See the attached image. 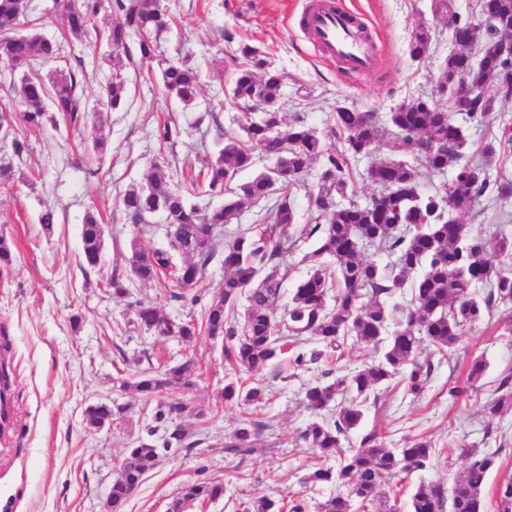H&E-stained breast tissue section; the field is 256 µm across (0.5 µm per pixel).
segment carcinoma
<instances>
[{"label": "carcinoma", "mask_w": 512, "mask_h": 512, "mask_svg": "<svg viewBox=\"0 0 512 512\" xmlns=\"http://www.w3.org/2000/svg\"><path fill=\"white\" fill-rule=\"evenodd\" d=\"M493 23L487 27L466 23L471 45H482L481 33L488 40L512 39V0H488ZM63 20L71 35L81 40L104 41L110 49L105 63L112 69V80L105 88L103 104L119 110L126 102L125 80L121 77L123 59H131L128 41L138 32L140 58L154 62L165 91L184 106L196 104L200 94L198 72L185 63L157 54L159 36L170 26V19L159 0H62ZM103 10L115 11L116 19L102 25L95 19ZM30 0H0V51L5 56L4 71L17 98L13 111L0 108V125L15 121L24 126L57 125V118L77 128L87 119L81 96V82L70 62L42 77L37 64L60 61L61 43L40 30L31 18ZM431 45L429 30L416 27L409 43L413 59L427 56ZM241 55L250 63L237 69L231 96L243 103L273 101L283 84V75L270 68L258 50L244 45ZM461 75L476 89L499 88L488 94L480 111L466 118L482 122L493 112L498 99L512 98V59L484 53L475 59L471 49L448 55L438 81ZM335 125L330 134L343 140L336 149L315 129L299 119L286 120L279 112H263L247 117L241 126L245 137L225 134L216 141L202 180L191 179L172 185L165 170L151 167L144 182L133 185L122 196V206L134 226L146 225L144 217L161 214L172 250L156 248L144 252L137 240L130 243L131 275L143 282L173 284L170 297L175 301L189 296L208 265L221 259L224 285L219 300L205 309L201 321L176 320L160 309L138 303L136 323L146 333L176 337L191 342L204 333L224 341V359L234 369L257 372L275 360L283 359L288 344L316 340L321 348L298 352L294 368L315 364L327 354L334 363L344 360V349L352 339L367 347L382 348L380 356L357 370H348L331 382L318 381L304 390L307 406L314 411H331L329 419L314 421L302 434L306 447L320 457L339 456L336 468L319 467L304 477L310 486L335 483L355 488L358 498L338 491L317 506L318 512H353L355 500L384 499L385 479L401 473L422 471L434 460L430 442L415 439L403 448H388L381 433L372 430L361 437L360 447L342 450L341 440L361 425L368 396L379 387L399 378L407 393L418 396L432 372V361L419 360L422 343L441 354L456 344L466 326L484 324L497 333L512 335V240L497 241L489 253L486 239L460 223V218L484 198L507 201L512 198V177L499 174L490 178L488 166L463 160L462 153L449 150L463 145L465 129L448 120V107L415 98L400 104L387 116L396 148H412L411 160L381 159L363 172L352 160L370 155L382 135L379 120L372 114L348 106L336 107ZM259 146L278 158L277 165L262 169L249 181L233 184L236 176L254 169L259 159L253 147ZM512 151V126L483 148L490 162L499 152ZM320 160L323 170L317 190L309 193L312 207L324 223L297 228V217L288 190L298 185L310 165ZM431 176H448L433 192L420 188L421 171ZM360 178L379 189L365 204L350 200L353 180ZM202 195L220 197V206L207 209L197 203ZM247 202L267 204L262 221L271 232L256 234L236 231L233 239L218 249L216 237L231 224ZM315 239L316 248L305 256L309 262L305 277L292 291L283 315L277 316L282 283L288 277V239L294 231ZM83 259L98 269L104 253L101 218L85 215L81 228ZM368 247L383 249L396 257L388 271L363 258ZM418 274L411 281L409 276ZM411 285V305L400 311L394 330L385 303L396 290ZM245 298L243 318H238L240 298ZM200 377L195 360L174 365L150 367L130 374L124 387L158 398L148 437L128 449L120 465V475L109 493L111 512H123L127 499L144 476L169 452L191 451L206 438L191 439L175 424L186 407L175 398H163L175 390L196 385ZM228 405H249L264 399V387L245 386L235 378L224 383ZM343 400H338V397ZM512 409V389L503 379L494 390L488 410L496 415ZM127 407L112 401L86 407L85 427L98 430ZM264 425L244 416L231 436L225 439L224 453L244 459L263 450L259 435ZM499 451L471 450L464 472L445 491L440 483L421 482L413 489L410 512H482V489ZM224 496V483L218 480L187 485L168 512H183L188 504L214 501Z\"/></svg>", "instance_id": "cac0c4a2"}]
</instances>
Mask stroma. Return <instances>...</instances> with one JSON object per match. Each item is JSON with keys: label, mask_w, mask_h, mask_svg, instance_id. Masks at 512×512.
Instances as JSON below:
<instances>
[{"label": "stroma", "mask_w": 512, "mask_h": 512, "mask_svg": "<svg viewBox=\"0 0 512 512\" xmlns=\"http://www.w3.org/2000/svg\"><path fill=\"white\" fill-rule=\"evenodd\" d=\"M307 0H160L171 29L160 42L167 56L186 62L201 76L193 107H182L151 74L140 57L127 61L126 104L107 110L101 95L109 74L97 66L106 45L63 37L55 0H35L42 30L63 39L68 58L84 61L88 118L72 130L20 127L28 152L15 159L10 139L0 140V162H16L27 182L0 183V237L11 246L13 261L0 271V363L9 373V417L0 428V489L13 496L10 512H109L107 496L126 454L154 424L156 402L122 389L131 368L146 369L150 360L178 362L192 357L202 377L176 391L186 411L181 423L189 434H205L203 452H180L148 472L125 504V512H167L185 485L207 480L224 483L222 498L185 512H246L253 501L304 499L308 512L335 493L332 485L303 482L312 469L336 467L337 459H319L301 434L316 415L303 400L305 384L320 379L328 363L291 369L287 361L269 364L255 377L266 388L261 406L245 409L224 403L221 392L233 371L224 361L222 341L200 335L183 343L145 333L134 326L136 301L156 305L174 318L200 316L216 301L224 268L213 261L195 292L199 303L169 298L157 283L134 282L125 297L107 292L103 278L112 271L128 274L131 240L145 250L166 245L164 227L146 231L129 224L121 197L143 181L152 163L164 166L171 181L201 177L214 143L224 132H239L252 112H284L327 132L337 106L345 105L386 118L391 108L412 98L435 97L441 67L449 53L448 27L434 14L432 0H342L354 8L374 40V68L367 74L347 71L309 43L300 30ZM424 26L432 42L426 58L412 59L413 30ZM259 49L268 66L284 76L273 102L236 104L228 91L242 61L239 48ZM172 122L178 133L160 141L157 130ZM104 138L103 155L91 153ZM53 210L56 222L44 232L37 217ZM103 217L105 249L101 271L83 273L81 225L86 212ZM512 200H483L463 217L470 231L488 240L512 237ZM422 356L434 370L420 396L391 382L371 394L364 429H378L390 448L425 439L438 455L432 467L388 479L397 512H408V494L418 482L451 486L468 463L467 448L499 449L483 488V512H503L498 488L512 479V411L491 415L487 401L505 377H512V335H490L485 326L465 328L452 348ZM487 363L470 396L453 398L448 390L465 381L473 358ZM125 405L123 416L103 430L85 429V408L100 401ZM265 425L266 452L245 458L225 456L222 444L244 414Z\"/></svg>", "instance_id": "35a3bbf8"}]
</instances>
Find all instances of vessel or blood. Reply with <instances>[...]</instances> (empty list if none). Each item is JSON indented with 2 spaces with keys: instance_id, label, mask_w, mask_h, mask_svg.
Masks as SVG:
<instances>
[{
  "instance_id": "vessel-or-blood-1",
  "label": "vessel or blood",
  "mask_w": 512,
  "mask_h": 512,
  "mask_svg": "<svg viewBox=\"0 0 512 512\" xmlns=\"http://www.w3.org/2000/svg\"><path fill=\"white\" fill-rule=\"evenodd\" d=\"M305 17L308 37L329 57L344 61L353 72L370 70L372 39L352 11L333 7L329 0H311Z\"/></svg>"
}]
</instances>
